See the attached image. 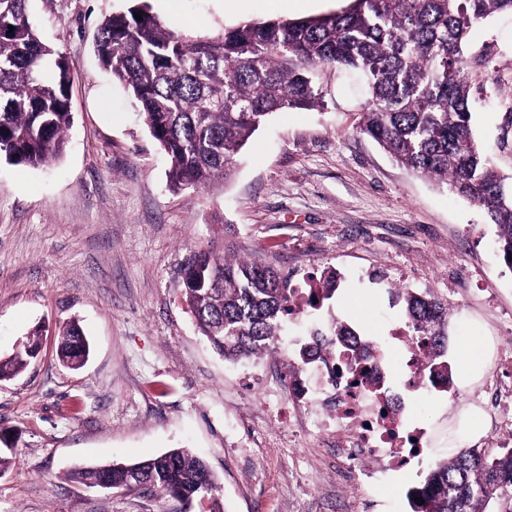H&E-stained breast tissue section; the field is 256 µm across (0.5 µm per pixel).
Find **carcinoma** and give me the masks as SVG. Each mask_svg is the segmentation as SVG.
<instances>
[{
    "mask_svg": "<svg viewBox=\"0 0 512 512\" xmlns=\"http://www.w3.org/2000/svg\"><path fill=\"white\" fill-rule=\"evenodd\" d=\"M27 5L0 0V157L38 167L66 149L71 74L63 54L38 36ZM502 12H512V0H350L309 18L248 19L206 38L169 28L146 0H137L104 20L95 50L131 92L166 154L174 192L228 178L240 150L272 114L322 109L327 77L360 75L366 102L359 131L397 164L483 209L499 256L512 269V177L474 135L465 78L471 29ZM182 295L201 335L226 360L262 354L291 314L288 277L227 246L193 253ZM396 300L424 361L449 377L448 304L413 288L397 289ZM354 334L352 323L334 317L314 332L339 343ZM89 351L77 322L62 326L60 361ZM38 352L35 332L24 352L0 359V382ZM67 478L153 488L184 503L206 497L210 512H221L209 466L184 448L135 463L86 466ZM408 500L412 512H493L497 502L512 503V449L489 457L464 448L436 461Z\"/></svg>",
    "mask_w": 512,
    "mask_h": 512,
    "instance_id": "cac0c4a2",
    "label": "carcinoma"
}]
</instances>
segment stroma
<instances>
[{
	"instance_id": "obj_1",
	"label": "stroma",
	"mask_w": 512,
	"mask_h": 512,
	"mask_svg": "<svg viewBox=\"0 0 512 512\" xmlns=\"http://www.w3.org/2000/svg\"><path fill=\"white\" fill-rule=\"evenodd\" d=\"M178 29L214 37L252 18L297 19L348 0H148ZM132 0H29L37 30L61 51L73 82L68 147L51 165L0 158V357L39 331L40 352L0 382V512H198L146 488L102 490L72 469L134 463L172 448L205 460L223 512H411L407 491L462 440L458 418L485 409L483 381L416 392L407 413L430 442L404 469L344 489L336 461L304 436L284 444L247 387L258 361L230 362L201 336L181 297L199 247L280 273L333 269L328 314L356 322L385 360L402 322L390 291L447 301L450 347L512 344V270L483 210L393 162L356 128L363 99L345 76L324 84L325 106L275 114L251 138L229 181L172 193L168 162L130 92L102 68L94 38ZM476 138L512 174V15L477 25L468 41ZM78 319L90 342L80 369L56 357L58 327ZM311 320V321H312Z\"/></svg>"
}]
</instances>
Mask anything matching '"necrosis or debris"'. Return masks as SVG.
I'll return each mask as SVG.
<instances>
[{"instance_id":"obj_1","label":"necrosis or debris","mask_w":512,"mask_h":512,"mask_svg":"<svg viewBox=\"0 0 512 512\" xmlns=\"http://www.w3.org/2000/svg\"><path fill=\"white\" fill-rule=\"evenodd\" d=\"M388 340L403 352L400 385L372 337L353 336L351 350L342 353L309 335L291 337L287 360L267 361L252 378L265 394H283L268 407L283 424V437L313 436L317 447L335 450L345 475L367 479L423 455L426 433L405 414L412 393L443 383L429 372L406 325L394 324Z\"/></svg>"}]
</instances>
